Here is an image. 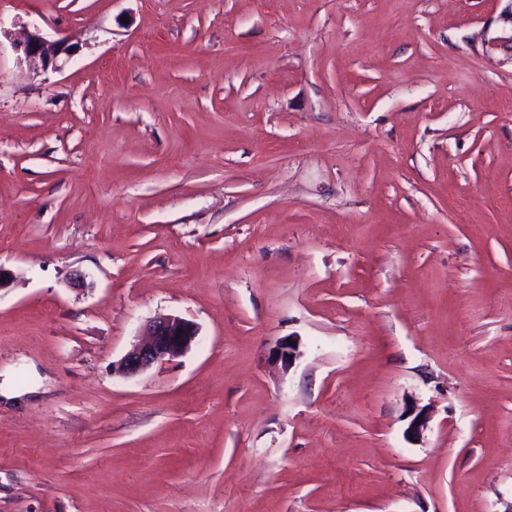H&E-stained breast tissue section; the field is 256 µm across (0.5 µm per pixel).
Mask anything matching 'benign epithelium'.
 <instances>
[{
	"label": "benign epithelium",
	"instance_id": "obj_1",
	"mask_svg": "<svg viewBox=\"0 0 512 512\" xmlns=\"http://www.w3.org/2000/svg\"><path fill=\"white\" fill-rule=\"evenodd\" d=\"M14 48L23 55L24 61L43 72L50 68L59 69L60 57L71 54V47L64 40L50 39L38 28L30 32L23 42L14 45ZM196 336L197 327L193 322L180 316L160 318L149 324L144 342L121 359L117 370L124 376H133L158 363L179 357L190 349ZM297 353L298 341L290 338L281 344L275 357L289 367L294 363ZM404 417L409 419L406 436L415 441L421 439L429 423L426 409H420L416 403L409 402Z\"/></svg>",
	"mask_w": 512,
	"mask_h": 512
}]
</instances>
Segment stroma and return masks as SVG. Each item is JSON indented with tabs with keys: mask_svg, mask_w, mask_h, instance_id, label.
Segmentation results:
<instances>
[{
	"mask_svg": "<svg viewBox=\"0 0 512 512\" xmlns=\"http://www.w3.org/2000/svg\"><path fill=\"white\" fill-rule=\"evenodd\" d=\"M511 12L0 0V512H512ZM14 48L21 52L24 61L43 72L49 68L59 69L60 57L71 54V47L67 46L63 39H49L36 27L22 43L14 44ZM197 335L192 321L180 316L160 318L149 324L144 342L121 359L117 370L124 376H133L179 357L190 349ZM404 417L405 419H410L406 429V436L409 439L413 437L415 441L420 440L429 423V415L426 409H418L415 402H408ZM415 422H418V425H415Z\"/></svg>",
	"mask_w": 512,
	"mask_h": 512,
	"instance_id": "1",
	"label": "stroma"
}]
</instances>
